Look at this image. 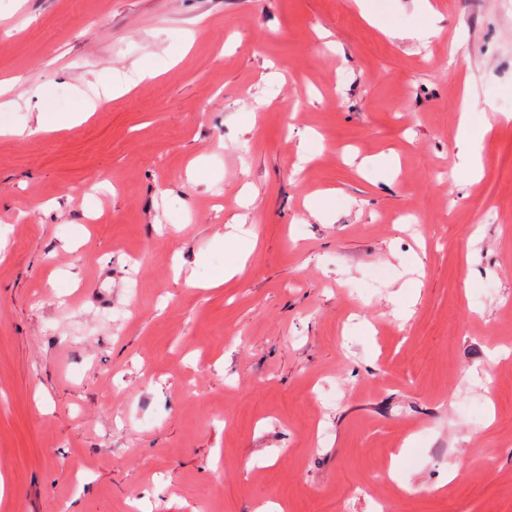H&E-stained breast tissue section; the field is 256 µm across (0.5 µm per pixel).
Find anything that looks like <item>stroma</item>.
I'll use <instances>...</instances> for the list:
<instances>
[{
    "label": "stroma",
    "instance_id": "35a3bbf8",
    "mask_svg": "<svg viewBox=\"0 0 512 512\" xmlns=\"http://www.w3.org/2000/svg\"><path fill=\"white\" fill-rule=\"evenodd\" d=\"M432 2L422 43L417 0H0V512H512V125L451 175L512 12ZM408 211L447 244L405 320ZM420 12L422 16L421 24L413 31H399L390 28H383L384 35L390 38H417L419 40L428 41L430 38L435 37L439 33L437 27L438 12L429 0H422ZM477 101L471 96L468 83L461 98L459 122L455 132L457 162L454 173L468 182H475L482 177L481 144L485 136L492 130L493 123L485 118L483 124L476 127L471 113L476 112Z\"/></svg>",
    "mask_w": 512,
    "mask_h": 512
}]
</instances>
